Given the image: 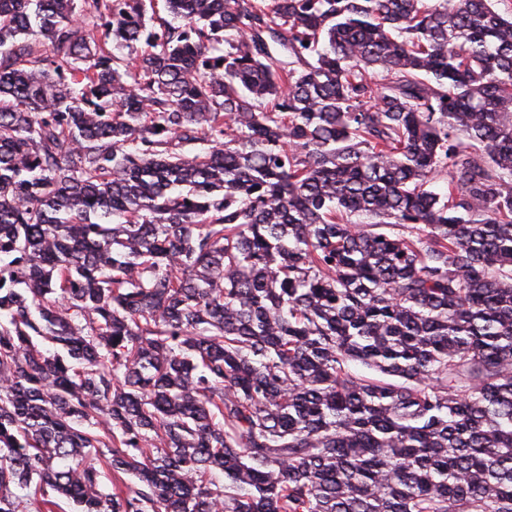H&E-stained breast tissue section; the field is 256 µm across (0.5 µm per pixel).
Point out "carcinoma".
<instances>
[{
	"label": "carcinoma",
	"mask_w": 512,
	"mask_h": 512,
	"mask_svg": "<svg viewBox=\"0 0 512 512\" xmlns=\"http://www.w3.org/2000/svg\"><path fill=\"white\" fill-rule=\"evenodd\" d=\"M488 2L0 0V512H512Z\"/></svg>",
	"instance_id": "obj_1"
}]
</instances>
